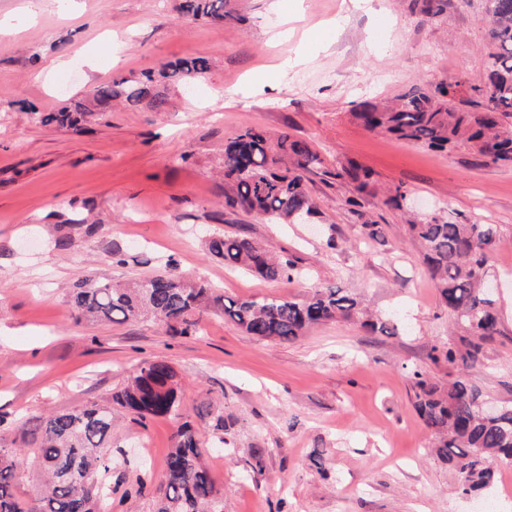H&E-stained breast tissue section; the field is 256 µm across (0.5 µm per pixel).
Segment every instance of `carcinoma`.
Listing matches in <instances>:
<instances>
[{
  "mask_svg": "<svg viewBox=\"0 0 512 512\" xmlns=\"http://www.w3.org/2000/svg\"><path fill=\"white\" fill-rule=\"evenodd\" d=\"M484 21L496 44L494 61L482 81L485 104L468 109L469 100L454 103L466 82L442 83L434 92L411 89L391 104L363 101L353 117L372 131L446 152L460 144L474 148L493 163L512 164V0H486ZM412 5L435 17L448 0H412ZM225 0H182L180 10L196 20L222 26L231 18ZM212 67L205 57L161 64L141 77L111 79L95 86L87 98L69 99L55 112L32 110L44 124L81 130L87 117L104 113L122 100L135 108L147 103L162 112L168 98L165 83L191 84ZM322 159L305 142L281 134L273 140L262 131L247 129L224 145V206L254 213L275 224H294L315 217L318 208L307 190V174L321 168ZM346 175L355 196L347 199L363 216L365 196L373 194L372 173L355 163ZM422 249L442 303L462 336L445 347H433L430 359L460 370L484 358V346L500 334L494 300L483 280L501 243L495 224H466L426 216L408 224ZM212 254L231 269L278 280L290 276L294 264L261 247L245 235L214 236ZM77 316L109 322H128L151 315L168 328L186 334L217 308L249 336L261 340L293 341L313 325L358 319L373 333L392 336L398 325L386 316L366 317L356 298L336 287L315 291L304 301L279 297L234 300L216 295L202 282L170 270L131 283L87 280L71 295ZM415 410L432 435L438 457L455 469L465 493L491 487L498 464H512V402L488 419L481 414L482 396L462 378L448 385L434 383L413 371ZM113 405L146 417H182L183 390L175 369L164 360L143 363L127 384L112 396ZM112 408L97 404L33 422L18 424V445H0V512H97L112 494ZM155 512H224V498L200 461L196 434L182 422L164 463Z\"/></svg>",
  "mask_w": 512,
  "mask_h": 512,
  "instance_id": "cac0c4a2",
  "label": "carcinoma"
}]
</instances>
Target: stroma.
<instances>
[{
  "label": "stroma",
  "mask_w": 512,
  "mask_h": 512,
  "mask_svg": "<svg viewBox=\"0 0 512 512\" xmlns=\"http://www.w3.org/2000/svg\"><path fill=\"white\" fill-rule=\"evenodd\" d=\"M181 0H0L21 15L0 35V444L19 417L106 404L139 365L169 362L184 388L202 462L224 493V512H484L457 473L430 450L412 373L463 377L483 395L512 401V166L471 147L448 153L367 130L352 113L442 82H480L495 47L485 0H448L427 18L411 0H227L230 23L184 16ZM118 55L109 64V55ZM213 63L207 76L167 90V111L114 104L75 132L34 119L98 83L182 57ZM58 62L48 71L50 62ZM66 91H58L61 81ZM306 141L323 160L308 190L319 226L272 224L224 206V145L245 129ZM373 174L363 214L336 172ZM400 186L402 208L384 205ZM452 216L494 224L503 241L492 272L502 284L500 333L481 366L433 363L453 342V315L419 259L407 220ZM376 223V235L361 227ZM242 234L294 261L292 278L268 281L225 268L210 236ZM232 298L301 301L331 286L398 323L377 336L329 322L289 342L245 334L223 313L175 336L159 322L77 320L76 283L165 271ZM210 412L197 416L201 403ZM224 443L215 445L216 420ZM177 420L116 415L112 512H155Z\"/></svg>",
  "instance_id": "35a3bbf8"
}]
</instances>
